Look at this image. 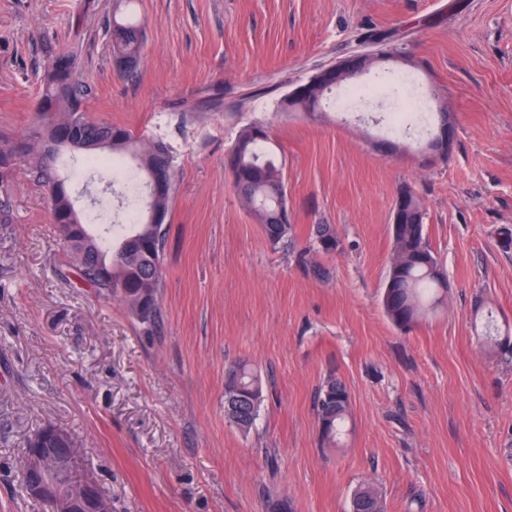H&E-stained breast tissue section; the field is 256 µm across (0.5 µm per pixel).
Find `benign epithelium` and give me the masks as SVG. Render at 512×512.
<instances>
[{
  "label": "benign epithelium",
  "instance_id": "7a95c632",
  "mask_svg": "<svg viewBox=\"0 0 512 512\" xmlns=\"http://www.w3.org/2000/svg\"><path fill=\"white\" fill-rule=\"evenodd\" d=\"M444 113L441 120L440 137L429 141L422 155L429 160H443L453 147L454 113L446 106L439 108ZM27 454L38 461L28 479V490L32 496L47 501L55 512H110L106 499L87 482L72 484L69 474L74 468L76 456L68 437L53 426L28 443Z\"/></svg>",
  "mask_w": 512,
  "mask_h": 512
}]
</instances>
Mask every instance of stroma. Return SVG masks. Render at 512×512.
<instances>
[{
    "label": "stroma",
    "mask_w": 512,
    "mask_h": 512,
    "mask_svg": "<svg viewBox=\"0 0 512 512\" xmlns=\"http://www.w3.org/2000/svg\"><path fill=\"white\" fill-rule=\"evenodd\" d=\"M116 14L145 27L133 80L113 67ZM373 32L395 53L357 79L376 95L343 112L340 87L317 116L281 112L293 86L373 51ZM62 51L90 118L172 151L161 327L145 333L81 278L26 170L0 185V512H46L18 468L48 425L112 512H349L364 483L385 512H512V361L471 325L480 303L512 319V0H0V133L30 131ZM441 101L454 148L429 163L421 128L391 130L389 117ZM252 124L285 175L288 250L268 244L226 170ZM63 161L92 197L86 212L124 223L123 164ZM405 184L425 199L448 275L443 309L408 333L381 306ZM316 224L335 225L336 253H308ZM240 360L263 383L247 432L224 416ZM331 376L351 398L338 448L322 446L314 410Z\"/></svg>",
    "instance_id": "1"
}]
</instances>
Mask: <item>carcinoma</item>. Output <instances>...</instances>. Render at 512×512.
Masks as SVG:
<instances>
[{
  "instance_id": "obj_1",
  "label": "carcinoma",
  "mask_w": 512,
  "mask_h": 512,
  "mask_svg": "<svg viewBox=\"0 0 512 512\" xmlns=\"http://www.w3.org/2000/svg\"><path fill=\"white\" fill-rule=\"evenodd\" d=\"M112 57L115 64L126 58L141 57L144 35L133 22L112 21ZM76 59L68 52L55 56L47 67L44 89L31 133L21 138L0 135V183L20 165L27 166L33 180L50 201L53 223L77 227L64 241L68 255L77 263L83 280L122 303L129 314L152 332L159 324L158 288L162 279V260L166 231L161 224L147 223V211H135L130 228L113 242L114 225L105 224L100 233L92 232L83 214L71 210L69 190L60 180L57 161H48L43 151V126L50 123L62 134L56 154L82 153L90 165L103 162L101 154L128 155L134 162V175L151 184L159 173L170 181L169 192L156 197L153 206L169 214L176 169L170 148L157 140L145 143L130 130L89 118L82 110L84 90L76 77ZM328 93L317 77L303 84L302 90L287 93L281 101L284 112L314 114ZM112 139L101 148L98 143ZM268 139L262 125H251L238 135L229 154V176L237 195L245 202L254 221L264 230L269 245L288 246L292 225L276 221L280 210L288 208L286 183L281 168L261 159V143ZM164 147L166 159L159 163L156 150ZM398 210L399 224L392 236V250L382 295V307L390 322L407 332L437 313L447 293L448 281L443 266L430 249L425 236L426 208L421 194L404 187ZM313 242L323 254L340 249L341 240L331 224L313 225ZM473 327L487 346L503 354H512V327L498 324L492 312L478 311ZM262 396L261 381L248 362L240 361L227 372L224 386V416L242 431L250 429L258 415ZM350 393L346 384L329 377L316 400L319 433L324 445L338 447L347 432ZM350 512H384L382 501L369 486L359 487L351 497Z\"/></svg>"
}]
</instances>
